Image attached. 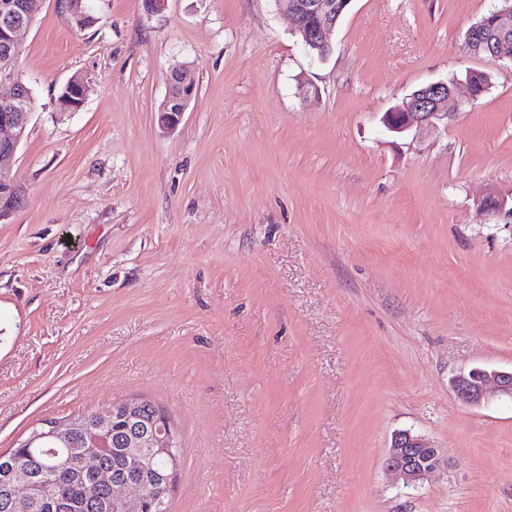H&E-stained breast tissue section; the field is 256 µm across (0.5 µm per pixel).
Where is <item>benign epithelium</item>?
<instances>
[{"mask_svg":"<svg viewBox=\"0 0 512 512\" xmlns=\"http://www.w3.org/2000/svg\"><path fill=\"white\" fill-rule=\"evenodd\" d=\"M292 20L291 31L302 34L304 45L322 50L327 57L332 52L331 34L336 21L352 0H279ZM40 7L39 0H7L0 5V38L15 46L21 45L20 35L33 23ZM498 32L499 42L486 50L495 61L511 59L507 51L512 40V7L496 11L482 22ZM475 72H468L463 82L468 90L467 101L456 99L457 87H448L442 81L427 85L429 97L420 99L410 95L404 101L384 113L381 122L388 132L403 135L432 133L440 126L448 125L455 112L450 106L461 109L481 95L473 81ZM9 86V93L0 95V220L14 209L16 196L12 184L11 170L18 146L24 137L30 119L27 111L25 89L15 65V59L0 60V86ZM90 92V84L80 76L68 80L59 94L58 105L64 112L79 110ZM196 96L193 74L182 67L172 71L169 92L156 112L159 126L174 130L181 123L189 103ZM478 210L489 216L505 215L512 220V189L493 190L478 202ZM457 398L467 404L480 406L493 397L512 399V370H488L474 368L454 379ZM146 401L124 399L112 403V418L135 432L126 443L125 467L128 477L116 479L112 472L102 465V458L111 448L110 435L104 427L91 428L85 433L86 448L74 464L95 478L103 486L112 488V508L115 512H142L145 495L152 490L161 496L173 487L181 457L173 458L172 469L160 474L150 467L154 450L179 447L171 429L169 418L159 410L150 418L142 417ZM72 434L70 424L61 425L55 421L45 424L42 437L59 446L68 445ZM448 465L439 449L433 447L423 436L407 430L392 436L387 457V468L396 473L406 485L416 486L430 474Z\"/></svg>","mask_w":512,"mask_h":512,"instance_id":"1","label":"benign epithelium"}]
</instances>
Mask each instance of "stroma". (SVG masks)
I'll return each instance as SVG.
<instances>
[{
    "instance_id": "1",
    "label": "stroma",
    "mask_w": 512,
    "mask_h": 512,
    "mask_svg": "<svg viewBox=\"0 0 512 512\" xmlns=\"http://www.w3.org/2000/svg\"><path fill=\"white\" fill-rule=\"evenodd\" d=\"M493 0H352L326 60L276 0H44L22 37L34 106L0 221V452L140 396L182 448L171 512H512V63L468 55ZM198 92L155 112L173 67ZM469 70L446 128L380 118ZM84 106L60 112L73 75ZM448 465L386 467L395 432ZM195 96L193 74L186 68L174 69L169 92L161 107L155 112L159 126L167 130L176 129ZM510 200V203H509ZM478 210L489 216L506 215L512 220V189L506 191L493 190L479 200ZM453 387L457 398L467 405L479 406L493 397L512 399V370L474 368L457 376Z\"/></svg>"
}]
</instances>
